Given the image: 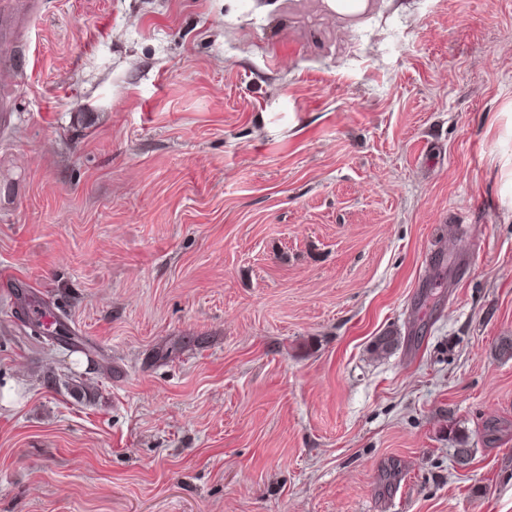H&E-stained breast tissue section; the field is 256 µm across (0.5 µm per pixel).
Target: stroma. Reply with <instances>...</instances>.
Instances as JSON below:
<instances>
[{"instance_id": "1", "label": "stroma", "mask_w": 512, "mask_h": 512, "mask_svg": "<svg viewBox=\"0 0 512 512\" xmlns=\"http://www.w3.org/2000/svg\"><path fill=\"white\" fill-rule=\"evenodd\" d=\"M366 2L0 0V512H512V0Z\"/></svg>"}]
</instances>
